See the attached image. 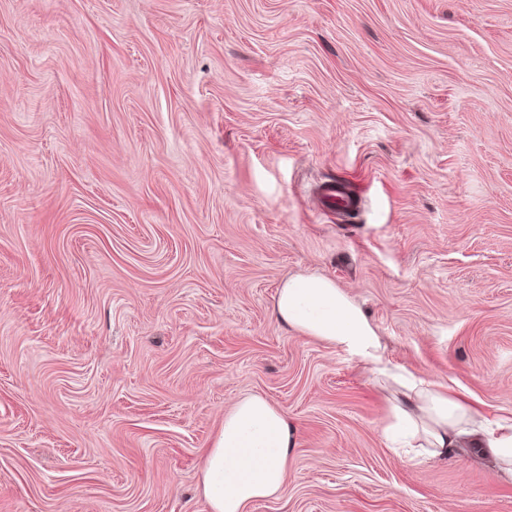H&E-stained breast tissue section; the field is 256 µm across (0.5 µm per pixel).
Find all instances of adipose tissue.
<instances>
[{"label":"adipose tissue","instance_id":"adipose-tissue-1","mask_svg":"<svg viewBox=\"0 0 512 512\" xmlns=\"http://www.w3.org/2000/svg\"><path fill=\"white\" fill-rule=\"evenodd\" d=\"M272 313L292 332L348 354L386 396L384 435L405 454L449 458L464 446L491 457L512 483V417L489 419L442 385L394 372L361 306L329 277L294 275L277 290ZM295 426L259 395L239 399L206 450L199 486L209 512H246L284 485Z\"/></svg>","mask_w":512,"mask_h":512}]
</instances>
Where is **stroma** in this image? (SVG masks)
<instances>
[{
  "mask_svg": "<svg viewBox=\"0 0 512 512\" xmlns=\"http://www.w3.org/2000/svg\"><path fill=\"white\" fill-rule=\"evenodd\" d=\"M293 274L512 412V0H0V512H208L249 394L298 436L248 512H512L491 459L386 446L365 370L273 318ZM320 197L335 211H350L357 207L359 193L348 185L332 183L322 188Z\"/></svg>",
  "mask_w": 512,
  "mask_h": 512,
  "instance_id": "1",
  "label": "stroma"
}]
</instances>
